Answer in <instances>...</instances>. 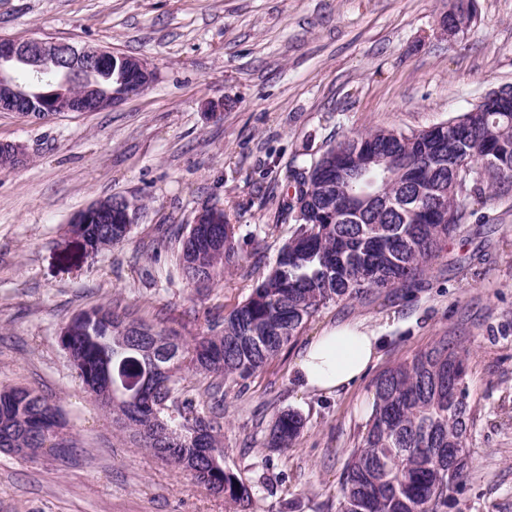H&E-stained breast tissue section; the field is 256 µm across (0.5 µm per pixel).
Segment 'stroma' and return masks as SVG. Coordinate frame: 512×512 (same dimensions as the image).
Here are the masks:
<instances>
[{"label":"stroma","mask_w":512,"mask_h":512,"mask_svg":"<svg viewBox=\"0 0 512 512\" xmlns=\"http://www.w3.org/2000/svg\"><path fill=\"white\" fill-rule=\"evenodd\" d=\"M451 0H0V36L92 45L149 59L154 83L103 112L45 120L0 112V141L27 149L0 171V386L57 404L68 446L0 452V512H229L223 496L158 461L90 398L60 345L81 311L121 304L190 341L248 295L288 239L279 204L301 160L372 128L420 131L512 86V0H476L462 40ZM135 203L123 245L87 254L72 218L108 197ZM233 214L241 259L218 281L183 276L169 225L202 206ZM379 340L366 375L333 395L293 378L324 330ZM468 352L471 471L448 512H512V195L476 205L415 288L328 303L263 370L227 382L224 462L251 512H336L372 382L438 336ZM303 431L273 451L281 412Z\"/></svg>","instance_id":"stroma-1"}]
</instances>
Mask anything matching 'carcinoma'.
<instances>
[{"mask_svg": "<svg viewBox=\"0 0 512 512\" xmlns=\"http://www.w3.org/2000/svg\"><path fill=\"white\" fill-rule=\"evenodd\" d=\"M11 80L41 98L60 87L51 60L20 59L4 66ZM281 211L288 241L248 296L185 342L177 333L105 307L70 323L80 333L60 337L89 396L129 437L156 457L184 469L245 512L252 487L224 466L219 415L181 397V370L212 379L218 390L246 380L295 339L321 307L371 290L403 288L419 280L469 205L512 190V108L477 103L426 130L374 129L345 136L293 171ZM79 230L93 253L122 244L129 224H116L112 202ZM201 208L179 239L187 279L211 282L239 263L235 225L208 223ZM157 390L140 401H114L153 369ZM466 381V350L439 336L425 349L382 371L373 384L371 412L361 425L340 479L337 512H448V495L471 468L467 448L474 413L469 391L453 403L448 374ZM55 405L22 387L0 388V449L33 459L64 447ZM294 411L280 413L266 447L293 446L303 429Z\"/></svg>", "mask_w": 512, "mask_h": 512, "instance_id": "obj_1", "label": "carcinoma"}]
</instances>
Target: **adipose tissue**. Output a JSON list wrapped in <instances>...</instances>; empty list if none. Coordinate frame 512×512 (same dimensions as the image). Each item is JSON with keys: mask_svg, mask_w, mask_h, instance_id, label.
Returning <instances> with one entry per match:
<instances>
[{"mask_svg": "<svg viewBox=\"0 0 512 512\" xmlns=\"http://www.w3.org/2000/svg\"><path fill=\"white\" fill-rule=\"evenodd\" d=\"M378 339L357 325H343L316 337L295 365L301 389L330 394L362 376L377 351Z\"/></svg>", "mask_w": 512, "mask_h": 512, "instance_id": "1", "label": "adipose tissue"}]
</instances>
